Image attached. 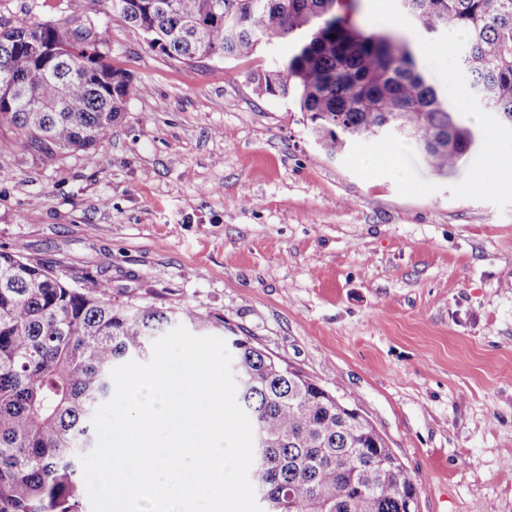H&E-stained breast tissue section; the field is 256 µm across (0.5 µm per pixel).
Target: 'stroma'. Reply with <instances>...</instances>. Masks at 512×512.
Wrapping results in <instances>:
<instances>
[{
    "mask_svg": "<svg viewBox=\"0 0 512 512\" xmlns=\"http://www.w3.org/2000/svg\"><path fill=\"white\" fill-rule=\"evenodd\" d=\"M400 31L462 117L459 34L428 35L397 0H361ZM104 31L145 92L94 147L49 156L8 124L0 250L120 302L191 307L355 401L415 479L419 512H512V185L486 186L485 137L445 175L405 138L330 156L291 99L248 72L291 51L180 63L104 0H0V22Z\"/></svg>",
    "mask_w": 512,
    "mask_h": 512,
    "instance_id": "1",
    "label": "stroma"
}]
</instances>
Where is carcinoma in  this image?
I'll return each instance as SVG.
<instances>
[{
	"label": "carcinoma",
	"instance_id": "carcinoma-1",
	"mask_svg": "<svg viewBox=\"0 0 512 512\" xmlns=\"http://www.w3.org/2000/svg\"><path fill=\"white\" fill-rule=\"evenodd\" d=\"M107 2L179 62L244 60L273 39L291 41V54L247 80L259 96L294 98L329 154L397 126L443 175L475 142L406 39L352 20L357 0ZM402 2L424 31L444 24L464 35L470 89L512 122V0ZM91 41L102 47L105 34L0 22V123L48 155L103 140L146 89L101 50L84 63L54 50ZM174 322L230 332L238 404L262 440L253 476L264 512H418L414 478L357 405L223 320L118 303L98 277L73 286L18 248L0 250V512H85L78 456L94 448L92 417L111 396L110 371L146 355Z\"/></svg>",
	"mask_w": 512,
	"mask_h": 512
}]
</instances>
